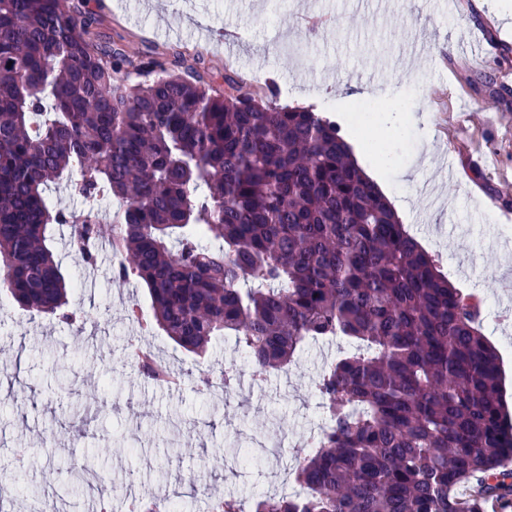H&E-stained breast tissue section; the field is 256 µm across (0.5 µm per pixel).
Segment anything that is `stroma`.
Wrapping results in <instances>:
<instances>
[{"instance_id":"35a3bbf8","label":"stroma","mask_w":512,"mask_h":512,"mask_svg":"<svg viewBox=\"0 0 512 512\" xmlns=\"http://www.w3.org/2000/svg\"><path fill=\"white\" fill-rule=\"evenodd\" d=\"M103 45L121 44L179 74L202 55L206 80L225 76L244 89L275 85L279 104L325 110L344 138L355 139L368 165L380 169L405 206L406 230L438 260L452 284L477 295L481 331L498 350L503 394L512 406V235L501 215L512 212V0H88ZM237 33L238 55L201 45L197 32ZM425 38L426 47L409 53ZM54 251L76 288L84 330L15 309L0 319V351L19 359L20 381L0 371V472L25 448L36 464L17 482L6 512H23L32 497L57 512H95V487L76 480L94 464L101 485L178 496L180 512H209L208 488L242 497L280 491L288 465L320 412L315 381L322 363L340 356L330 340L307 342L287 371L250 383L217 405L196 386L198 375L240 358L234 337L210 346L204 359L177 347L162 331L144 344L167 359L179 385L148 382L127 339L125 307L151 315L142 284L112 279L111 252L96 268L70 254L66 228ZM278 446L237 474L234 461L202 473L200 490L178 477L202 457L252 438Z\"/></svg>"}]
</instances>
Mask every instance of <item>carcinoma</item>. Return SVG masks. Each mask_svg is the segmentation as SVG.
Instances as JSON below:
<instances>
[{"label": "carcinoma", "instance_id": "cac0c4a2", "mask_svg": "<svg viewBox=\"0 0 512 512\" xmlns=\"http://www.w3.org/2000/svg\"><path fill=\"white\" fill-rule=\"evenodd\" d=\"M105 49L84 0H0V288L77 329L52 228L98 262V206L118 203L112 277L148 290L157 326L202 356L232 334L260 373L309 340L355 349L320 374L331 421L295 467L303 494L251 512H486L512 502V420L476 298L448 282L312 108L263 103L227 76ZM64 177L87 222L57 208ZM211 239L212 247L203 244ZM247 287H242L241 283ZM156 385L167 363L136 354ZM216 512H243L212 494Z\"/></svg>", "mask_w": 512, "mask_h": 512}]
</instances>
